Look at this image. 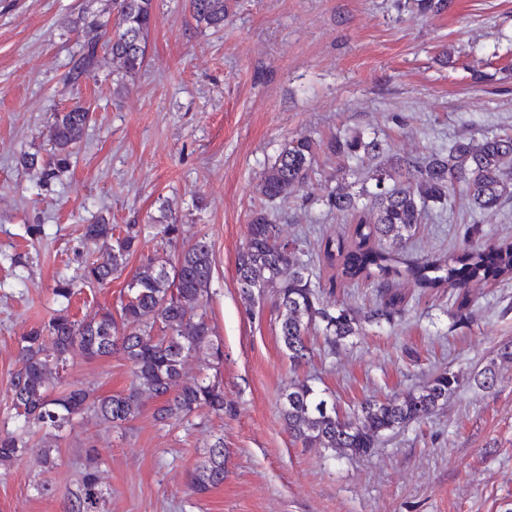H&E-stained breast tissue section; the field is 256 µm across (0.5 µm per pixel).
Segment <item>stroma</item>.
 <instances>
[{
  "mask_svg": "<svg viewBox=\"0 0 512 512\" xmlns=\"http://www.w3.org/2000/svg\"><path fill=\"white\" fill-rule=\"evenodd\" d=\"M111 18L109 0H0V433L18 366L17 339L48 319L59 278L79 281L91 250L84 225L182 224L185 239L213 248L209 316L224 350L223 417L196 414L156 425L154 400L123 429L92 417L58 443L57 466L26 456L0 469V512H67L87 448L101 459L108 494L100 512H512V280L471 290L472 317L449 316L456 292L401 282L408 309L395 326H365L339 354L317 352L301 376L326 389L338 411L406 393L451 370L462 384L430 419L389 433L374 453L341 458L287 433L280 395L293 374L272 296L250 313L236 282L264 169L293 137L327 142L362 131L387 155L424 156L463 137L512 134V0H452L442 14H398L393 0H229L220 30L197 26L189 0H153L144 67L115 94L105 64L80 85L66 74L83 13ZM496 52L492 63L481 52ZM91 113L77 161L45 181L18 166L46 153L57 110ZM344 177L361 193L363 171L318 153L314 200L282 215L306 255L346 219L319 199ZM485 241H512V203L475 213L459 194L431 211L406 258L445 259L466 225ZM120 276L80 285L75 319L116 306ZM493 366L494 388L474 374ZM67 381L113 394L128 388L121 354L74 357ZM224 440L222 485L199 494L188 476ZM45 484L37 493L35 484Z\"/></svg>",
  "mask_w": 512,
  "mask_h": 512,
  "instance_id": "obj_1",
  "label": "stroma"
}]
</instances>
